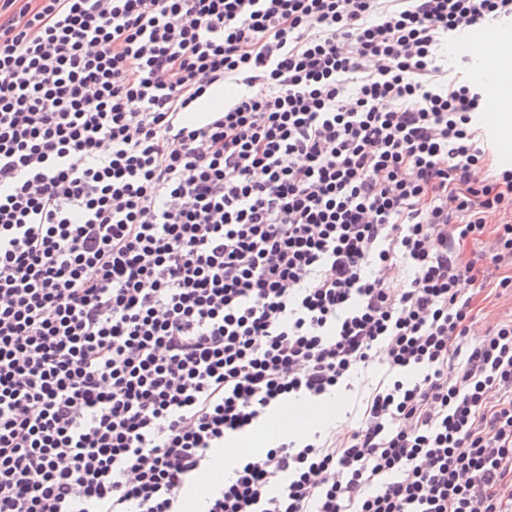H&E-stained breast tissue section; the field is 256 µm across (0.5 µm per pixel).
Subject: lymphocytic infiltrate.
<instances>
[{
    "mask_svg": "<svg viewBox=\"0 0 512 512\" xmlns=\"http://www.w3.org/2000/svg\"><path fill=\"white\" fill-rule=\"evenodd\" d=\"M508 18L0 0V512H183L226 438L377 365L355 426L198 512H512V317L474 336L466 292L512 296V169L441 55Z\"/></svg>",
    "mask_w": 512,
    "mask_h": 512,
    "instance_id": "1",
    "label": "lymphocytic infiltrate"
}]
</instances>
